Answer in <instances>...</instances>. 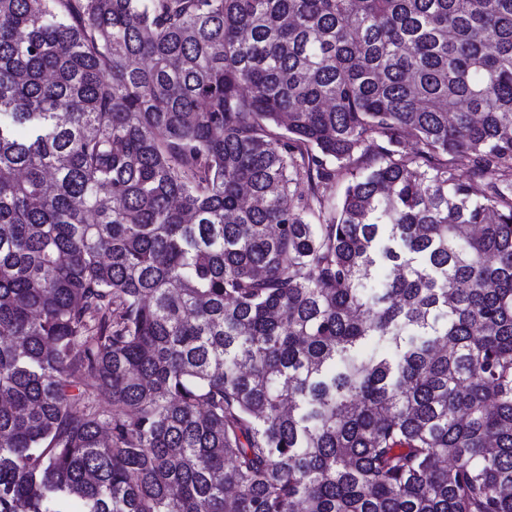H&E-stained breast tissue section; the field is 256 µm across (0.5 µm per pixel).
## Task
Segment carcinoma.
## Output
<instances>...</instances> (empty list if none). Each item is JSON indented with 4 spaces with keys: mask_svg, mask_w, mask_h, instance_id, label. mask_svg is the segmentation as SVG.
<instances>
[{
    "mask_svg": "<svg viewBox=\"0 0 512 512\" xmlns=\"http://www.w3.org/2000/svg\"><path fill=\"white\" fill-rule=\"evenodd\" d=\"M0 512H512V0H0Z\"/></svg>",
    "mask_w": 512,
    "mask_h": 512,
    "instance_id": "carcinoma-1",
    "label": "carcinoma"
}]
</instances>
